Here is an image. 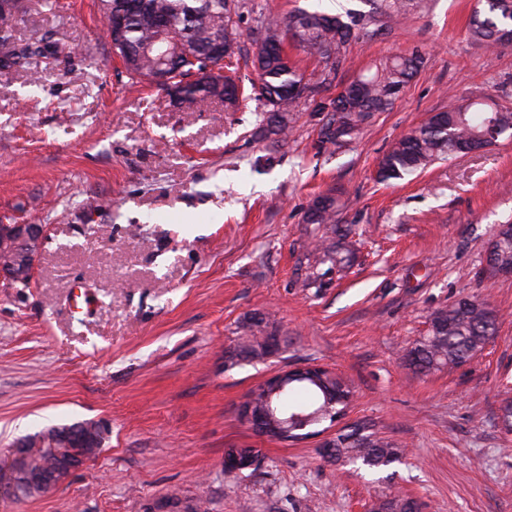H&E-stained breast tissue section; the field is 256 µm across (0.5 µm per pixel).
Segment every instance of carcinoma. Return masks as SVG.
<instances>
[{
	"mask_svg": "<svg viewBox=\"0 0 512 512\" xmlns=\"http://www.w3.org/2000/svg\"><path fill=\"white\" fill-rule=\"evenodd\" d=\"M422 0H371L366 14L327 15L298 9L282 18L257 12L252 30L258 43L254 66L259 83L244 94L235 78L223 73L241 51L239 22L242 0H98L103 17L126 13L121 40H113L116 53L133 79H151L159 66L169 74L176 88V101L190 109L214 98L224 102L228 112L238 111L244 102L257 100L263 111L255 113V130L276 145L288 138L296 110L314 104L313 111L330 117L319 130L325 148H340L356 139L374 115L385 111L407 87L423 64L415 50L386 58L375 71L342 88L328 101L316 100L319 88L332 84L345 64L342 49L360 33L375 35L407 18ZM16 11H0V68L14 66L29 74L30 85L39 80V59L47 50L34 42L17 47L11 41ZM469 34L487 44L512 42V0H485V8L474 11ZM224 44V61L217 71L205 76L209 49ZM293 46L316 57L323 64L319 77L306 76L287 51ZM478 95L462 105L439 112L432 119L398 139L378 164L379 180H403L427 169L434 161L454 154L455 148L486 130L492 123L501 135H512V109L490 107ZM337 201L330 193L313 199L306 216L308 224H330L339 234ZM249 339L231 352V359L251 363L269 355L261 320L245 326ZM498 319L480 298H460L445 310L433 314L427 336L416 341L406 354L414 370L426 374L442 366H457L470 360L496 335ZM271 401L284 417L293 412L315 410L326 404L320 387L312 382L294 383L272 395L262 390L257 402ZM336 462L361 463L369 468L387 466L399 459L396 443L375 432L355 426L338 436L328 452ZM413 501L400 496L374 503L370 512H412Z\"/></svg>",
	"mask_w": 512,
	"mask_h": 512,
	"instance_id": "1",
	"label": "carcinoma"
}]
</instances>
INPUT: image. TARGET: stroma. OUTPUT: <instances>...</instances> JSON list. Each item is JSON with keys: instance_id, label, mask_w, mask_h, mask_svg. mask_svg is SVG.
Here are the masks:
<instances>
[{"instance_id": "stroma-1", "label": "stroma", "mask_w": 512, "mask_h": 512, "mask_svg": "<svg viewBox=\"0 0 512 512\" xmlns=\"http://www.w3.org/2000/svg\"><path fill=\"white\" fill-rule=\"evenodd\" d=\"M369 11L367 0H254ZM476 0L351 40L335 85L420 50L404 92L358 139L318 146L298 112L285 142L253 135L251 110L191 111L130 79L95 0H21L16 44L44 38L40 81L0 73V224L47 228L34 276L0 280V453L49 426L94 422L100 452L53 493L0 512H367L385 495L418 512H512V278L484 272L512 220V138L419 176L382 182L381 157L431 113L484 92L512 108V45L473 42ZM334 191L347 237L306 223ZM485 299L499 329L466 363L421 375L406 362L432 315ZM284 336L263 361L230 365L245 321ZM318 364L354 391L346 424L382 432L401 459L368 470L325 456L335 429L295 445L238 416L285 366ZM229 448H256L227 473Z\"/></svg>"}]
</instances>
